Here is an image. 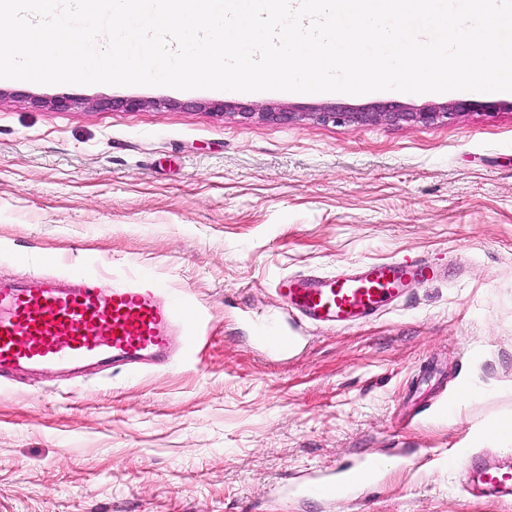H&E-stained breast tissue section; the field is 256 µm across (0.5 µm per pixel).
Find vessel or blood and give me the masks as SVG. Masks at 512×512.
<instances>
[{
    "label": "vessel or blood",
    "instance_id": "obj_1",
    "mask_svg": "<svg viewBox=\"0 0 512 512\" xmlns=\"http://www.w3.org/2000/svg\"><path fill=\"white\" fill-rule=\"evenodd\" d=\"M444 275L424 260H391L338 275L298 274L282 280L278 291L289 316L318 329L346 328L383 315L405 299L412 281ZM183 317L181 305L160 302L148 282L116 284L105 292L95 277L81 272L0 278V378L45 367L136 371L166 365L176 352ZM260 342L281 352L294 348L297 339L269 326ZM458 455L484 490L512 500L511 467L484 464L464 449Z\"/></svg>",
    "mask_w": 512,
    "mask_h": 512
}]
</instances>
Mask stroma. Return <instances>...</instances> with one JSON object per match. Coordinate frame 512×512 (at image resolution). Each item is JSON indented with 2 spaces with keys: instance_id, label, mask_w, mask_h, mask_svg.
Listing matches in <instances>:
<instances>
[{
  "instance_id": "obj_1",
  "label": "stroma",
  "mask_w": 512,
  "mask_h": 512,
  "mask_svg": "<svg viewBox=\"0 0 512 512\" xmlns=\"http://www.w3.org/2000/svg\"><path fill=\"white\" fill-rule=\"evenodd\" d=\"M471 97L0 81V273L147 278L191 317L166 366L0 384V512H341L280 487L364 458L359 512H512L453 455L512 464L485 436L512 419V92L431 125L310 116ZM400 257L447 275L353 328L277 291ZM260 316L297 349L268 355Z\"/></svg>"
}]
</instances>
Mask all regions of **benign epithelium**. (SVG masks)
Segmentation results:
<instances>
[{"mask_svg": "<svg viewBox=\"0 0 512 512\" xmlns=\"http://www.w3.org/2000/svg\"><path fill=\"white\" fill-rule=\"evenodd\" d=\"M499 108L500 104L493 101L466 100L450 105L426 108L419 112H408L399 106L381 107L372 112H347L336 108H323L318 112V118L322 121L343 119L357 124L377 123L380 121L398 123L404 121L429 125L447 120L461 112H493Z\"/></svg>", "mask_w": 512, "mask_h": 512, "instance_id": "benign-epithelium-1", "label": "benign epithelium"}]
</instances>
